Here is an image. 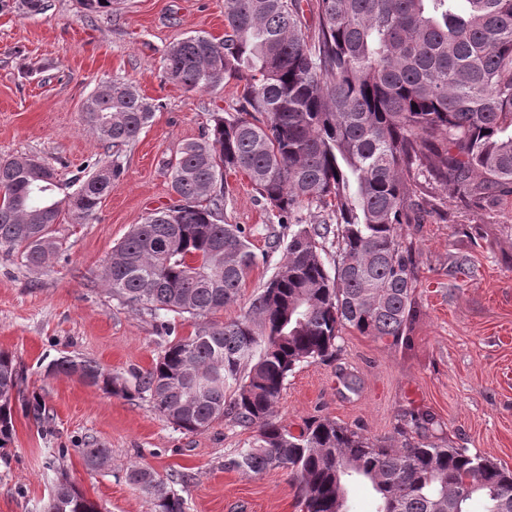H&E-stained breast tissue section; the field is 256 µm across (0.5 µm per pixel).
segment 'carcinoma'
Instances as JSON below:
<instances>
[{
	"instance_id": "carcinoma-1",
	"label": "carcinoma",
	"mask_w": 512,
	"mask_h": 512,
	"mask_svg": "<svg viewBox=\"0 0 512 512\" xmlns=\"http://www.w3.org/2000/svg\"><path fill=\"white\" fill-rule=\"evenodd\" d=\"M43 14L47 0H0V11ZM318 27L302 30L304 10ZM168 81L187 93L242 85L239 106L210 113L206 131L166 161L172 199L112 247L102 282L134 311L197 319L234 304L257 264L246 228L224 221L226 175L245 173L288 235L267 237L263 259L282 256L262 291L227 323L201 322L137 376L135 392L186 433L224 417L253 432L224 467L245 475L285 469L302 512H350L348 486L370 483L374 512H512V471L466 448L406 438L431 424L410 413L399 439H372L328 418L297 435L275 418L285 383L302 363L336 357L343 329L403 341L415 312L418 271L402 225L426 179L451 187L465 208L492 209L512 195V0H224V38L191 35L164 58ZM156 104L128 80L101 83L83 107L107 145L77 191L57 199L58 173L32 158H0V250L48 268L71 223L92 218L124 172L123 148ZM324 213L305 222L302 212ZM336 249L334 265L326 263ZM49 372L113 395L129 388L91 359L63 355ZM24 370L0 350V448L15 431V406L49 424L39 402L16 403ZM85 468L110 451L80 449ZM125 480L152 512H185L154 469L132 463ZM72 482L55 484L47 512H92Z\"/></svg>"
}]
</instances>
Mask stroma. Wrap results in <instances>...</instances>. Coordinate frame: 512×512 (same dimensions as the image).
<instances>
[{"label":"stroma","instance_id":"1","mask_svg":"<svg viewBox=\"0 0 512 512\" xmlns=\"http://www.w3.org/2000/svg\"><path fill=\"white\" fill-rule=\"evenodd\" d=\"M41 15L0 12V156H34L61 175L59 197L107 152L83 121L87 97L119 76L159 102L149 126L128 149L124 172L84 224L62 222V251L47 270L0 251V349L25 368L22 393L51 417L49 433L16 414L11 445L0 448V512H44L59 478L75 482L102 512H151L125 481L133 462L153 467L182 495L186 512H301L286 470L247 476L224 460L246 447L250 430L227 419L190 434L154 413L147 400L115 396L77 378L51 374L62 355L95 360L134 383L171 337L156 321L122 305L100 275L113 246L151 210L171 199L166 160L199 139L209 114L235 107V81L187 93L166 80L165 51L183 38L224 36V0H121L85 17L80 0H49ZM225 218L251 229L256 252L281 226L241 173L227 177ZM417 203L422 219L403 227L417 252V314L404 342L344 331L335 360L302 364L289 376L276 415L292 432L328 417L371 437L395 436L404 414L434 423L414 440L469 449L512 470V196L496 211L462 209L453 190L431 184ZM466 261L457 272L458 261ZM357 379L348 391L340 374ZM111 451V464L88 473L85 443Z\"/></svg>","mask_w":512,"mask_h":512}]
</instances>
